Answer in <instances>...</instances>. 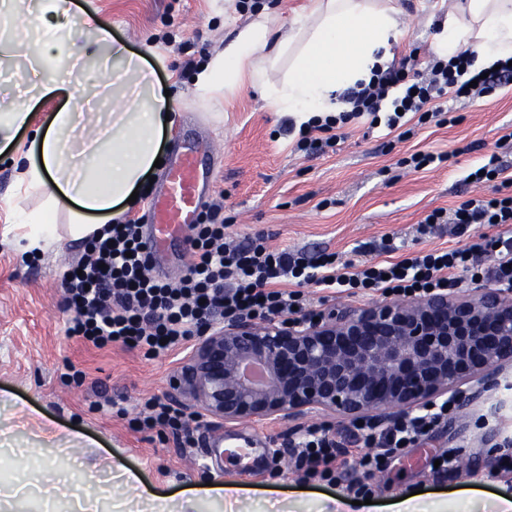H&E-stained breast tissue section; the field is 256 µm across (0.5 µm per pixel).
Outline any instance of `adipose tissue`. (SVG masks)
Returning a JSON list of instances; mask_svg holds the SVG:
<instances>
[{"label": "adipose tissue", "mask_w": 512, "mask_h": 512, "mask_svg": "<svg viewBox=\"0 0 512 512\" xmlns=\"http://www.w3.org/2000/svg\"><path fill=\"white\" fill-rule=\"evenodd\" d=\"M44 25L38 45L54 49L69 66L88 59L79 44L78 30L92 32L97 44L112 53L113 74L124 77L112 99L110 117L92 111L88 91L65 80L46 83L40 95L66 93L68 103L47 124L33 126L26 104L0 113V142L12 145L20 131H34L17 175L24 193L37 195L40 204L15 213V251L48 253L63 237L89 239L120 213L139 183L153 172L160 145L170 127L165 119L176 100L148 74L140 57L112 39V31L97 15L85 14L81 29L69 22L70 0H37ZM398 0H309L295 16L291 31H283L279 16L269 9L236 26L222 52L198 67L194 89L201 101L214 97L231 101L243 84H250L266 104L294 114L305 122L338 107L340 91L369 81L373 70L392 58L401 41ZM473 47L478 65L512 57V0H466L439 22L432 49L441 58ZM66 215V226L56 219ZM192 500H211L242 506L243 512H274L269 500L251 487L223 481L197 484Z\"/></svg>", "instance_id": "ef3b65f1"}]
</instances>
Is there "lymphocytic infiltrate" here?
<instances>
[{
  "label": "lymphocytic infiltrate",
  "mask_w": 512,
  "mask_h": 512,
  "mask_svg": "<svg viewBox=\"0 0 512 512\" xmlns=\"http://www.w3.org/2000/svg\"><path fill=\"white\" fill-rule=\"evenodd\" d=\"M476 56L467 48L448 59L428 54L419 71L406 57L374 70L369 81L342 92L344 111L300 124L298 149L314 152L334 145L335 131L363 116L393 131L406 124L408 115L419 114L424 121L438 116L444 98L473 99L512 83V66L484 75L474 67ZM442 224L458 235L474 224L488 231L469 245L415 251L398 261L389 258L398 246L387 237L378 246L386 260L342 262L333 253L275 251L261 235L244 245L229 243L227 226L211 207L191 227L193 259L174 284L153 275L138 220L110 224L61 277L71 313L67 333L98 349L131 345L155 355L176 350L220 316L261 321L307 316L303 289L311 284L351 296L379 291L415 299L453 291L465 279L512 288V194L474 196L450 210L434 209L421 221L420 231L427 234ZM452 410V402H444L384 428L363 421L356 440L376 454L360 459V466L370 467L392 458L401 447L414 446L447 421ZM297 446L299 460L313 471L334 472L338 459L348 454L325 427L306 430Z\"/></svg>",
  "instance_id": "lymphocytic-infiltrate-1"
}]
</instances>
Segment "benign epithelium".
Segmentation results:
<instances>
[{"label": "benign epithelium", "mask_w": 512, "mask_h": 512, "mask_svg": "<svg viewBox=\"0 0 512 512\" xmlns=\"http://www.w3.org/2000/svg\"><path fill=\"white\" fill-rule=\"evenodd\" d=\"M319 321H314V318ZM512 363V297L498 288L345 307L288 322L226 318L174 371L175 403L221 426L337 413L387 424L497 386Z\"/></svg>", "instance_id": "obj_1"}]
</instances>
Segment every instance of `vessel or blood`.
I'll return each instance as SVG.
<instances>
[{
  "label": "vessel or blood",
  "mask_w": 512,
  "mask_h": 512,
  "mask_svg": "<svg viewBox=\"0 0 512 512\" xmlns=\"http://www.w3.org/2000/svg\"><path fill=\"white\" fill-rule=\"evenodd\" d=\"M210 187L211 174L203 166L201 150L186 141L167 167L146 218L148 250L154 258L166 256L172 246H187L181 230L194 223Z\"/></svg>",
  "instance_id": "vessel-or-blood-1"
}]
</instances>
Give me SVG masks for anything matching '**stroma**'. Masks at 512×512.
Masks as SVG:
<instances>
[{"label": "stroma", "instance_id": "stroma-1", "mask_svg": "<svg viewBox=\"0 0 512 512\" xmlns=\"http://www.w3.org/2000/svg\"><path fill=\"white\" fill-rule=\"evenodd\" d=\"M453 3L402 0L407 36L395 57L430 49L437 19ZM86 12L106 22L113 39L131 53L145 56L154 79L175 96V123L160 152L164 164L174 158L184 136L212 144L207 201L220 206L236 242L261 234L278 250L311 255L326 250L344 261L354 258L356 246L377 245L388 236L402 241L408 253L454 248L467 236L455 235L448 226L418 233L427 213L478 194H512V153L503 156L508 182L465 181L498 139L512 131V84L453 102V123L413 119L398 132L356 124L334 147L308 155L295 148L289 114L269 109L251 87L219 106L203 105L193 93L197 65L223 49L246 12L225 9L224 0H71V22ZM40 23L31 0L0 10V38L18 43L12 56L0 59V69L12 76L0 84V112L12 110L23 91L36 90L56 75L54 68L33 62L39 47L27 34ZM417 152H444L449 159L416 171L408 160ZM164 164L151 181L160 182ZM83 252L81 244L65 240L56 252L29 259L0 243V391L31 414L21 435L41 456L76 459L103 475L118 459L139 472L155 493L178 498L193 484L213 478L243 483L258 495L287 502L290 512H318L324 497L345 493L362 476L372 501L367 512H389V501L420 489L432 494L444 488L452 494L470 487L490 493L500 482L512 483V471L498 464L504 439H512L510 365L495 388L456 409L424 443L400 450L367 476L352 459L336 481L297 465L295 445L308 428L324 426L352 441V419L334 414L246 421L230 428L204 421L186 431L140 429L145 402L170 397V378L181 354L98 349L67 335L70 313L60 276ZM40 416L51 419L60 435L80 433L81 441L57 447L40 432ZM446 453L463 454L467 465L437 470L435 460Z\"/></svg>", "mask_w": 512, "mask_h": 512}]
</instances>
